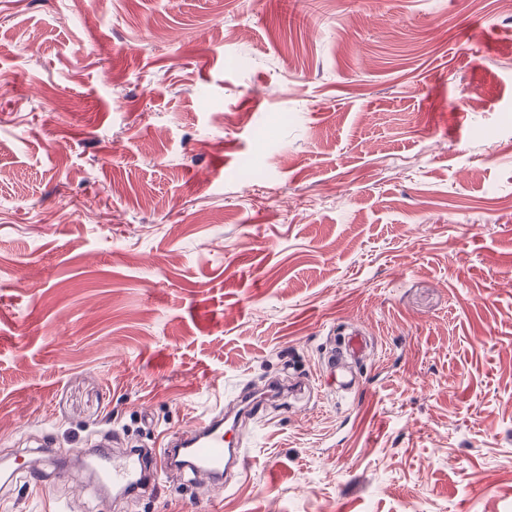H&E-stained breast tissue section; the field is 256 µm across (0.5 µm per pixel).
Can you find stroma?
<instances>
[{"label":"stroma","instance_id":"obj_1","mask_svg":"<svg viewBox=\"0 0 512 512\" xmlns=\"http://www.w3.org/2000/svg\"><path fill=\"white\" fill-rule=\"evenodd\" d=\"M0 512L271 376L224 492L110 512H512V14L499 0H0ZM359 330L342 395L324 365Z\"/></svg>","mask_w":512,"mask_h":512}]
</instances>
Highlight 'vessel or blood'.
<instances>
[{"label":"vessel or blood","instance_id":"b4317fda","mask_svg":"<svg viewBox=\"0 0 512 512\" xmlns=\"http://www.w3.org/2000/svg\"><path fill=\"white\" fill-rule=\"evenodd\" d=\"M366 349V339L355 332L332 355L330 363L337 372V389L349 392L355 388L357 381L348 373L347 366L364 356ZM119 442L117 434L104 432L99 439L89 440L74 450L75 456L97 462L95 474L99 484L117 497L136 495L174 470L220 490L225 473L241 467L245 458L239 420L220 407L204 412L181 433L168 436L153 454L134 448L113 452V445Z\"/></svg>","mask_w":512,"mask_h":512}]
</instances>
